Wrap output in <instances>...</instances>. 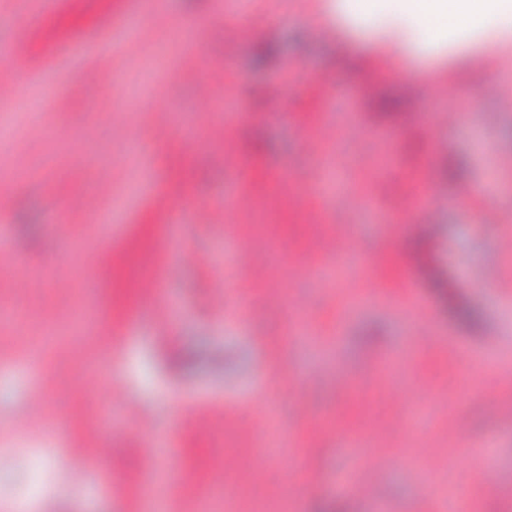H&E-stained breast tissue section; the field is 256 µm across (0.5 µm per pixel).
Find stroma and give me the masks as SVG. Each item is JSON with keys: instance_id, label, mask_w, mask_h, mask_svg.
<instances>
[{"instance_id": "stroma-1", "label": "stroma", "mask_w": 512, "mask_h": 512, "mask_svg": "<svg viewBox=\"0 0 512 512\" xmlns=\"http://www.w3.org/2000/svg\"><path fill=\"white\" fill-rule=\"evenodd\" d=\"M46 0L47 24H24L27 0H0V301L24 312L0 323V448H11L0 500L34 498L41 512H148L167 454L181 481L166 512H201L235 489L234 512H448L434 492L464 487L469 512H512V369L473 373L485 356L512 360V47L475 52L468 81L435 60L387 58L371 32L321 36L327 0ZM143 13L134 42L113 30L73 60L53 44L95 29L108 12ZM193 25V41L172 44ZM391 76L366 84L365 63ZM332 74L331 91L316 81ZM244 123L224 128V114ZM461 113L456 123L443 113ZM261 121H253V114ZM224 154L248 169L259 200L224 209L236 189ZM498 167L503 192L469 207L460 188ZM305 191L322 224H347L363 256L389 267L331 284L336 261L307 225L275 206L269 184ZM432 185L428 221L395 200ZM179 188L193 202L163 226ZM351 207H344L343 198ZM293 239L281 260L260 247L268 225ZM19 253H12V246ZM153 256L158 293L126 329L113 312L134 246ZM109 275L88 293L87 254ZM268 273L255 284L253 270ZM448 283L436 288L434 275ZM232 286L217 298L216 285ZM294 373L277 392L278 373ZM128 387L112 393L113 376ZM493 385V398L479 389ZM431 409L398 421L412 399ZM36 412L44 428L14 431ZM212 426L198 431L196 414ZM385 449L359 464L332 425ZM52 431L59 462L44 463ZM235 465L218 468L225 456ZM381 502L345 488L349 471ZM73 491L60 505L61 491Z\"/></svg>"}]
</instances>
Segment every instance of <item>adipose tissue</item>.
<instances>
[{"label": "adipose tissue", "instance_id": "adipose-tissue-1", "mask_svg": "<svg viewBox=\"0 0 512 512\" xmlns=\"http://www.w3.org/2000/svg\"><path fill=\"white\" fill-rule=\"evenodd\" d=\"M337 23L377 26L382 43L398 53L432 57L449 45L489 50L512 45V5L507 0H328Z\"/></svg>", "mask_w": 512, "mask_h": 512}]
</instances>
